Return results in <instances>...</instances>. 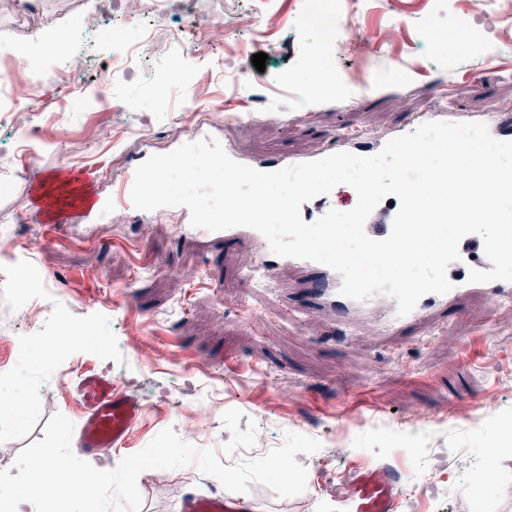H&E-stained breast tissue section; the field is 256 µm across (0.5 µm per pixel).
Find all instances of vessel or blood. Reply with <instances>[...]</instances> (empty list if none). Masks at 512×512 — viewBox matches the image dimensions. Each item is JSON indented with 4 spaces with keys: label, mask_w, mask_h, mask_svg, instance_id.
<instances>
[{
    "label": "vessel or blood",
    "mask_w": 512,
    "mask_h": 512,
    "mask_svg": "<svg viewBox=\"0 0 512 512\" xmlns=\"http://www.w3.org/2000/svg\"><path fill=\"white\" fill-rule=\"evenodd\" d=\"M68 190L69 203L48 205L49 222L58 225L74 223L87 216L99 202L90 178L75 175L69 182ZM396 201V196L392 195L377 205L376 211L384 215L385 221L370 225L369 237L382 239L388 236L390 222L398 211ZM463 242V247L459 249L460 258L448 275L451 290L443 295H425L415 309L405 316L397 315L395 309H388L385 316L388 332L393 333L407 324L418 322L428 310L446 306L456 297L476 290L497 301L512 302L511 282L496 280L478 285L469 282L470 270L488 271L492 265L481 239L470 234L464 237ZM341 284L340 275L333 272L322 278L313 293L317 300L337 302L348 309L362 311L364 302L341 295ZM71 393L81 411L78 432L83 453L90 455L102 448L126 445L131 431L142 416L143 403L139 397L123 390L110 375L92 371L81 374L73 381ZM336 492L341 501L348 505L349 512H391L399 485L390 470L377 467L346 472L337 484ZM248 509V503L241 499L221 494L189 493L183 495L179 502V512H248Z\"/></svg>",
    "instance_id": "b4317fda"
}]
</instances>
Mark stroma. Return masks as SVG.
Wrapping results in <instances>:
<instances>
[{
  "instance_id": "obj_1",
  "label": "stroma",
  "mask_w": 512,
  "mask_h": 512,
  "mask_svg": "<svg viewBox=\"0 0 512 512\" xmlns=\"http://www.w3.org/2000/svg\"><path fill=\"white\" fill-rule=\"evenodd\" d=\"M343 44L305 20L308 0H0V73L27 80L41 63L51 85L69 81L54 61L81 66L85 103L62 110L38 95L0 131V260H32L20 281L0 267V398L26 393L17 416L0 410V470L43 439L57 414L78 422L70 395L86 369L112 375L145 414L126 447L89 456L104 468L144 449L163 429L239 464L236 448H278L287 434L318 441L296 454L303 493L282 498L250 483L261 512H342L333 490L347 470L384 466L401 477L395 512H512V448L497 420L512 419V309L473 295L448 306L408 341L380 338L377 300L358 329L318 304L315 273L278 264L252 287L258 257L240 238L201 241L182 207L109 205L127 173L154 154L210 136L246 165L336 153L346 132L386 134L448 102L475 115H512V0H329ZM149 24L139 67L104 77L112 43L87 35L89 19ZM467 19L489 54L453 57L447 32ZM63 30L46 44L43 30ZM439 32V39L426 35ZM268 56L265 70L252 63ZM481 71L483 85L468 81ZM41 127L45 141L25 139ZM36 160H29L28 151ZM94 172L107 202L58 233L41 223L34 191L49 173ZM53 292L41 296L39 283ZM85 338L61 343L68 331ZM498 447L495 486L480 487L481 450ZM140 512H176L186 492L222 491L196 464L137 479Z\"/></svg>"
}]
</instances>
